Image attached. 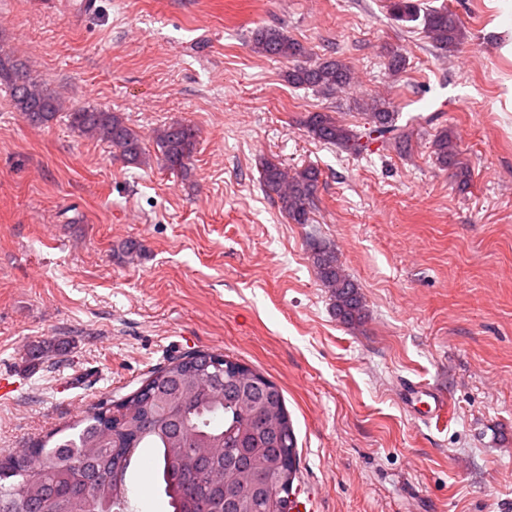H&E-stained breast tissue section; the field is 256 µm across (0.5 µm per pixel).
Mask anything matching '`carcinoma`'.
Wrapping results in <instances>:
<instances>
[{"instance_id": "obj_1", "label": "carcinoma", "mask_w": 512, "mask_h": 512, "mask_svg": "<svg viewBox=\"0 0 512 512\" xmlns=\"http://www.w3.org/2000/svg\"><path fill=\"white\" fill-rule=\"evenodd\" d=\"M393 20L421 30L442 53L462 43L461 22L448 8H423L418 0H389ZM254 51L288 64V83L333 96L353 80L351 66L328 56L314 60L307 48L281 28L260 26L251 37ZM0 83L10 89L14 107L31 125L46 126L64 109L63 103L32 78L27 66L0 54ZM70 125L83 135L105 141L128 165L146 164L139 134L121 114L79 107L67 113ZM366 121L351 128L329 112H311L303 121L312 139L354 155L378 143L400 152L409 134L396 124L386 103L366 104ZM161 162L172 171L189 166L196 146L195 129L173 123L156 131ZM439 164L465 186L469 172L458 158L455 137L439 133L433 142ZM320 172L314 167L288 169L266 162L261 182L292 224L310 223ZM317 278L330 292L336 319L361 323L366 308L358 284L347 276L336 252L314 248ZM218 354L194 352L152 371L141 385L118 400H100L65 428L53 431L30 447L0 452V512H133L127 474L141 448L155 449L170 512H285L287 489L298 480L297 439L290 416L278 428L262 419L269 410L286 411L282 390L256 371L242 379L226 366L215 367ZM224 468L225 489L209 484L206 470Z\"/></svg>"}]
</instances>
